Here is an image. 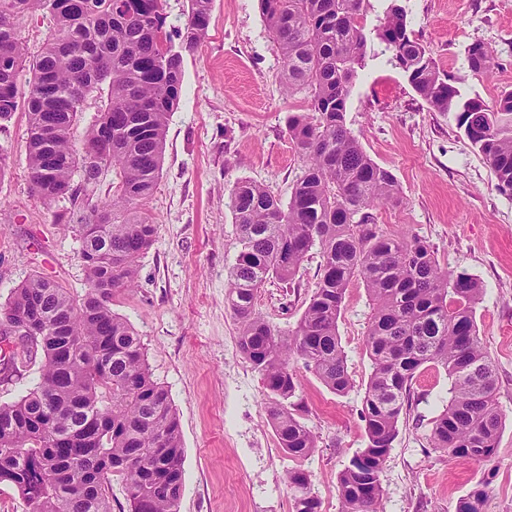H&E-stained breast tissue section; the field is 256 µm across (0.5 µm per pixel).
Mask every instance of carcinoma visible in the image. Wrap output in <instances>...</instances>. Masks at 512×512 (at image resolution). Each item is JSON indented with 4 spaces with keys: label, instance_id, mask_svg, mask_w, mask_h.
<instances>
[{
    "label": "carcinoma",
    "instance_id": "carcinoma-1",
    "mask_svg": "<svg viewBox=\"0 0 512 512\" xmlns=\"http://www.w3.org/2000/svg\"><path fill=\"white\" fill-rule=\"evenodd\" d=\"M213 2L188 0L176 45L162 0H0V122L21 106L27 112L33 188L46 202L70 201L55 219L77 232L88 283L76 299L35 274L0 307V383L38 371L25 395L0 401V483L18 491L28 512H112L114 476L125 482L129 512H177L179 420L139 336L112 312L111 301L112 291L135 286L139 258L155 240L157 224L143 202L161 172L169 116L182 94L183 54L206 39ZM368 2L259 0L283 62L282 93L307 101L287 122L305 170L286 203L247 180L228 196L240 251L225 300L289 457L303 459L316 448L291 402L298 388L292 359L303 360L333 393H347L352 381L337 321L349 281L361 278L373 301L366 446L339 474L341 512H383L380 474L422 367L440 366L452 380L448 405L432 420V448L458 461L490 460L502 430L496 368L475 319L483 288L465 272L442 269L422 239L379 230L374 211L401 201L399 184L346 127L353 81L367 57ZM26 14L54 20L33 59L16 27ZM372 34L431 111L455 114L496 189L512 195V92L491 106L464 98L396 3ZM467 60L473 74L485 75L492 51L472 43ZM24 71L29 78L22 81ZM94 92L106 93L105 108L77 143L72 130ZM109 170L117 182L103 200L97 185ZM316 246L320 282L295 329L283 335L257 315L256 295L271 278L292 284ZM285 480L294 491L293 512H321L308 471L291 469Z\"/></svg>",
    "mask_w": 512,
    "mask_h": 512
}]
</instances>
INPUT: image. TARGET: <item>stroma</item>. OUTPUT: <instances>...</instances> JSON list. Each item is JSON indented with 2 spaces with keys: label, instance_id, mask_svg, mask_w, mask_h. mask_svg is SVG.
I'll return each instance as SVG.
<instances>
[{
  "label": "stroma",
  "instance_id": "stroma-1",
  "mask_svg": "<svg viewBox=\"0 0 512 512\" xmlns=\"http://www.w3.org/2000/svg\"><path fill=\"white\" fill-rule=\"evenodd\" d=\"M409 27L439 69L460 78L464 96L491 104L512 92V0H401ZM494 51L490 75L468 69L466 49ZM367 47L353 83L346 126L368 156L395 175L402 203L377 213L389 235L427 241L443 269L463 271L484 293L476 322L498 378L503 427L495 457L460 462L433 449L431 422L447 405L451 381L431 366L413 381L380 479L385 512H455L477 493L481 512H512V197L471 146L454 114L430 111L403 71ZM282 62L262 21L258 0H214L208 36L183 59V90L169 118L162 171L145 211L158 226L139 260V283L112 295V310L145 347L154 378L170 392L180 421L184 481L178 512H292L289 469L311 475L321 512H340L337 476L365 448L361 418L372 372L365 340L373 305L352 279L338 334L353 380L337 395L294 360L299 415L317 437L314 453L288 457L265 411L260 375L238 347L240 324L225 302L226 279L240 250L227 206L240 180L288 199L304 162L287 131L302 99L281 91ZM24 111L0 124L9 153L0 178V306L13 288L39 274L82 297L88 285L75 233L56 224L68 201L44 204L31 190ZM312 249L293 286L269 280L256 311L281 332L295 328L320 279Z\"/></svg>",
  "mask_w": 512,
  "mask_h": 512
}]
</instances>
